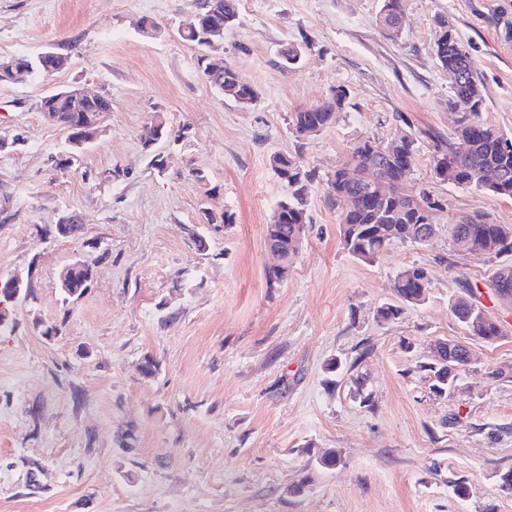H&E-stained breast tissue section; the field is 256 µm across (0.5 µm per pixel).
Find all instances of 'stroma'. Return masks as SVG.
<instances>
[{
    "mask_svg": "<svg viewBox=\"0 0 512 512\" xmlns=\"http://www.w3.org/2000/svg\"><path fill=\"white\" fill-rule=\"evenodd\" d=\"M200 2L0 0V57L70 56L65 71L0 84V276L33 289L0 303V512H512L501 481L512 469V306L491 298L494 263L453 256L447 222L484 211L512 225V199L435 178L421 144L411 184L444 200L447 217L428 242L364 263L324 196L362 139L449 134L436 17L476 62L484 118L512 133V40L493 22L512 0H401L395 38L379 22L383 0H239L218 54L257 90L249 106L212 90L175 32ZM146 20L159 36H144ZM289 45L301 60L285 71L275 61ZM71 85L110 95L112 109L61 169L67 133L38 106ZM337 85L350 98L335 123L297 138L292 113ZM153 122L171 138L147 149ZM278 153L317 178L303 248L271 286L264 231L288 195L269 163ZM224 212L233 224L207 223ZM67 214L83 230L53 235ZM87 255L99 259L87 292L63 302L61 270ZM411 265L428 270L425 301L379 320ZM469 289L501 323L494 342L450 311ZM439 338L471 353L441 395L422 369ZM148 355L159 369L146 378ZM330 450L341 461L327 470ZM458 480L467 496L454 494Z\"/></svg>",
    "mask_w": 512,
    "mask_h": 512,
    "instance_id": "35a3bbf8",
    "label": "stroma"
}]
</instances>
